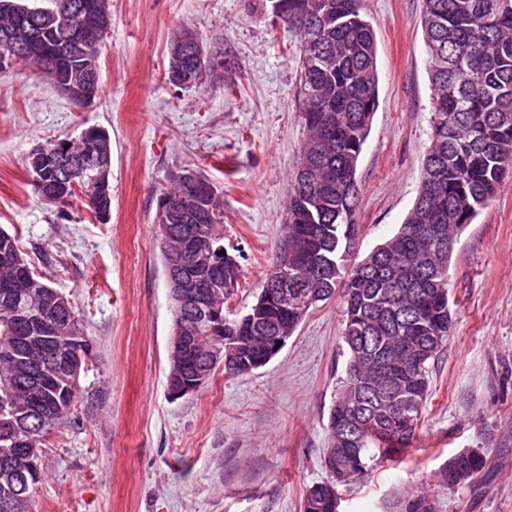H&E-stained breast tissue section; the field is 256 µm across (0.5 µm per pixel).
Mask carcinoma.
Returning a JSON list of instances; mask_svg holds the SVG:
<instances>
[{
  "label": "carcinoma",
  "instance_id": "cac0c4a2",
  "mask_svg": "<svg viewBox=\"0 0 512 512\" xmlns=\"http://www.w3.org/2000/svg\"><path fill=\"white\" fill-rule=\"evenodd\" d=\"M32 6L29 0H0V30L33 29L41 38V57L11 64L13 49L0 42V78L18 68L40 70L57 84L83 72V59L99 58L102 39L83 54L61 48L71 26L88 13L69 18L57 12L60 0ZM287 31L299 38V96L307 137L301 156L311 160L308 176L295 174L288 196L283 243L288 245V276L309 302L285 306L275 296L256 301L250 321L230 322L224 331L238 337L244 363L256 362L266 337L294 333L311 309L342 289L343 341L348 350L346 378L328 418L324 463L330 479L307 490L303 512H339L338 487L368 474L373 467L404 451L414 437L428 397L431 363L448 340L452 322L448 269L464 227L495 198L512 174V0H423L421 26L433 89L431 146L422 162V180L413 206L397 233L359 260H351L359 228L353 197L345 182L357 180V168L379 103L377 43L362 0H288ZM43 181L60 197L58 205L81 202L108 221L112 185L104 177L93 190L60 181L52 163ZM196 207L212 245H224V206L220 194L199 176ZM160 237L163 262L178 248L181 223ZM0 279L19 275L17 298L0 293V336L16 321L46 305L60 317L76 319L67 297L31 269L15 235L0 228ZM237 256L224 261V296L240 278ZM9 347L0 344V411L23 404L31 381L13 367ZM51 398L25 421L30 430L43 426L34 442L62 426L74 406L78 383L73 374L50 375ZM14 473L16 512H33L36 484L25 483L26 459L0 458V471ZM487 471L478 450L457 453L445 468V486L475 484ZM392 512H435L421 492L399 498Z\"/></svg>",
  "mask_w": 512,
  "mask_h": 512
}]
</instances>
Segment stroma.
I'll return each mask as SVG.
<instances>
[{"label": "stroma", "instance_id": "obj_1", "mask_svg": "<svg viewBox=\"0 0 512 512\" xmlns=\"http://www.w3.org/2000/svg\"><path fill=\"white\" fill-rule=\"evenodd\" d=\"M377 39L379 106L360 156L354 248L395 234L430 145L431 85L422 0H363ZM99 96L79 106L42 75L0 79V227L71 301L91 351L77 400L42 456L35 512H302L326 481L331 405L346 376L341 295L319 303L265 366L216 369L194 394H167L172 301L157 235L170 172L200 171L223 194L224 247L241 249L227 308L255 302L284 234L306 131L299 43L268 0H111ZM187 26L223 47L224 83L168 82L167 44ZM105 128L112 213L39 201L23 161L49 139ZM452 325L430 372L416 437L340 487V512H387L424 491L438 512H512V176L459 235L448 270ZM488 457L482 493L442 489L450 457Z\"/></svg>", "mask_w": 512, "mask_h": 512}]
</instances>
